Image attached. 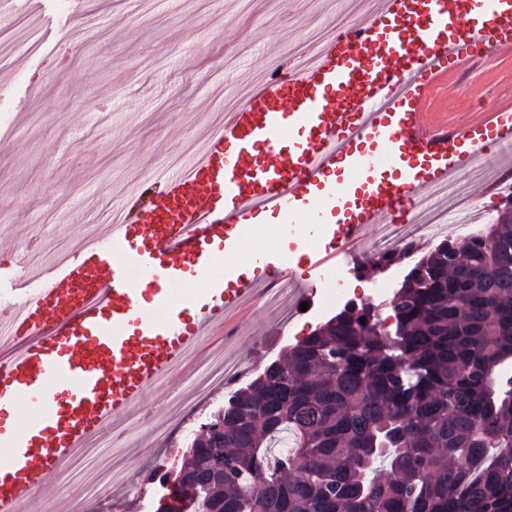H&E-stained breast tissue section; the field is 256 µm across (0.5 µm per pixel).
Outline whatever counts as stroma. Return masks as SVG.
Wrapping results in <instances>:
<instances>
[{"label":"stroma","mask_w":512,"mask_h":512,"mask_svg":"<svg viewBox=\"0 0 512 512\" xmlns=\"http://www.w3.org/2000/svg\"><path fill=\"white\" fill-rule=\"evenodd\" d=\"M367 0H0V268L27 249L35 262L79 250L129 194L148 198L201 140L272 72L287 73L330 22ZM512 90V57L449 76L426 103L433 123L462 124ZM232 342L215 337L244 373L284 355L318 320L244 311ZM227 395L148 434L131 465V493L91 512H132L156 492L152 468L182 456L189 430Z\"/></svg>","instance_id":"35a3bbf8"}]
</instances>
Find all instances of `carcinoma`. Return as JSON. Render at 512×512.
I'll use <instances>...</instances> for the list:
<instances>
[{
	"mask_svg": "<svg viewBox=\"0 0 512 512\" xmlns=\"http://www.w3.org/2000/svg\"><path fill=\"white\" fill-rule=\"evenodd\" d=\"M411 270L391 326L346 305L236 389L155 512H512V216Z\"/></svg>",
	"mask_w": 512,
	"mask_h": 512,
	"instance_id": "1",
	"label": "carcinoma"
}]
</instances>
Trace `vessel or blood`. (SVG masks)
<instances>
[{"mask_svg":"<svg viewBox=\"0 0 512 512\" xmlns=\"http://www.w3.org/2000/svg\"><path fill=\"white\" fill-rule=\"evenodd\" d=\"M512 54V0H371L307 62L269 79L224 116L192 161L78 253L36 273L0 319V512H42V495L77 448L139 407L225 317L259 302L294 257L229 258L251 224L272 215L281 237L361 240L410 220L422 191L468 177L476 157L512 141V107L477 122L434 124L423 111L438 81L478 57ZM348 250L309 267L329 278ZM207 304H199V291Z\"/></svg>","mask_w":512,"mask_h":512,"instance_id":"vessel-or-blood-1","label":"vessel or blood"}]
</instances>
